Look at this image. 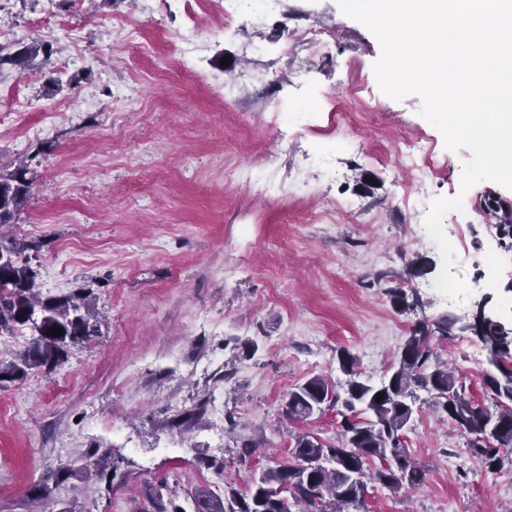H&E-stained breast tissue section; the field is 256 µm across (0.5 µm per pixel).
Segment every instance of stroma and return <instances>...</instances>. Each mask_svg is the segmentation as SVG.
Here are the masks:
<instances>
[{"instance_id":"obj_1","label":"stroma","mask_w":512,"mask_h":512,"mask_svg":"<svg viewBox=\"0 0 512 512\" xmlns=\"http://www.w3.org/2000/svg\"><path fill=\"white\" fill-rule=\"evenodd\" d=\"M189 8L9 0L0 9V46L51 49L31 74L0 67V90L20 86L27 102L19 121L0 126V167L23 160L37 173L0 234L36 244L42 294L92 290L100 326L62 366L0 390V512H141L161 481L186 508L199 487L247 491L289 460L294 433L335 442L337 407L293 422L285 402L313 376L344 389L338 350L378 386L420 322L471 323L485 297L512 324V224L503 221L512 189L479 182L470 207L445 215L447 237L475 227L454 247L470 293L449 303L434 287L442 260L426 213L402 198L459 195L470 153L445 149L419 96L382 93L380 44L364 25L337 0H283L226 28ZM58 23L79 31V49L51 33ZM307 23L324 31L322 52L292 41ZM188 42L194 51L179 54ZM280 111L303 119L274 123ZM413 137L433 148L434 174L421 183L399 158ZM246 169L259 181L242 182ZM334 201L351 208L315 222ZM490 251L503 264L485 288L478 261ZM396 287L411 305L393 303ZM477 343L465 331L432 347L467 396L488 405L492 367L471 362ZM430 404L416 390L403 433L424 484L396 493L367 482L356 512H512V450L488 471ZM247 438L261 446L242 461ZM94 451L110 452L114 480L82 469ZM212 459L224 470L208 468ZM63 466L72 476L33 505L30 486Z\"/></svg>"}]
</instances>
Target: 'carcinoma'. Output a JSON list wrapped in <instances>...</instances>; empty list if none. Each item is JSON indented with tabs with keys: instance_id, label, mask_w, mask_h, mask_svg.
I'll return each mask as SVG.
<instances>
[{
	"instance_id": "1",
	"label": "carcinoma",
	"mask_w": 512,
	"mask_h": 512,
	"mask_svg": "<svg viewBox=\"0 0 512 512\" xmlns=\"http://www.w3.org/2000/svg\"><path fill=\"white\" fill-rule=\"evenodd\" d=\"M41 53L49 50L39 42L13 53L0 47V65L11 64L23 74ZM34 182V172L23 161L11 171H0V227L15 221ZM29 249L26 243H6L0 237V254L8 258L0 266V335L26 329L32 314L40 320L25 349L0 358V389L18 385L36 371L56 369L74 349L99 334L91 293L83 289L62 297L37 293L38 270L26 254ZM455 326L456 320L442 317L414 327L387 383L379 387L362 380L356 359L341 350L340 366L350 376L344 394L326 378L314 376L289 391L285 403V412L293 420H305L325 404L341 405L336 443L328 445L299 433L294 437L292 462L262 472L245 494L231 488L220 497L207 488L196 489L195 512H344L363 502L367 478L394 491L421 486L425 471L402 445L414 413L407 398L415 388L431 394L435 410L468 437L467 448L473 456L487 468H496L500 449L512 448V332L491 321L465 326L483 344L495 369L484 376L493 396V405L487 406L468 399L454 372L433 360L431 337L451 338ZM55 327L62 328L63 334L49 335ZM380 392L384 397L378 400ZM91 467L103 477L116 471L105 453L89 454L83 468ZM73 472L70 467L53 472L30 490V498L42 500L51 492L49 482H63ZM162 489L161 484L148 493L151 512H184L173 498H164Z\"/></svg>"
}]
</instances>
